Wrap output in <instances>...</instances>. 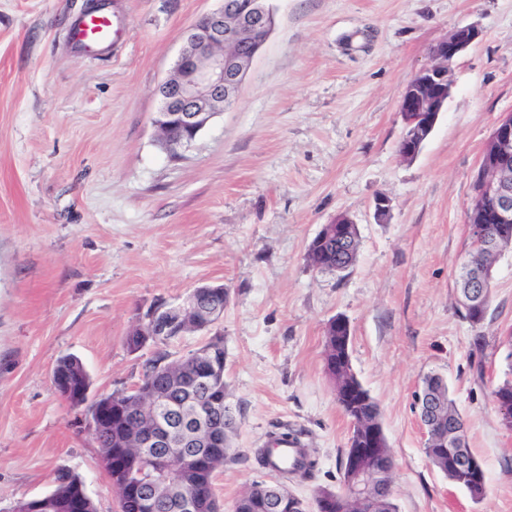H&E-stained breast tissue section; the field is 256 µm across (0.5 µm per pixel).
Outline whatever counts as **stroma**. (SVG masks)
Instances as JSON below:
<instances>
[{
  "mask_svg": "<svg viewBox=\"0 0 512 512\" xmlns=\"http://www.w3.org/2000/svg\"><path fill=\"white\" fill-rule=\"evenodd\" d=\"M88 2L0 0V512L51 492L61 469L96 512H118L88 409L56 392L53 371L71 354L90 397L132 388L157 348L130 351V329L203 284L228 291L222 512L252 482H275L254 450L284 427L302 430L315 462L289 490L308 501L339 487L352 424L323 360L338 315L395 460L398 512H512V430L493 396L512 380V249L480 325L463 317L455 281L473 177L512 112V0H272L274 28L234 108L177 159L155 135V90L179 33L223 0H111L117 42L93 56L69 39ZM465 25L481 35L453 61L448 102L404 160L405 87ZM340 215L357 226V259L318 271L308 248ZM431 374L483 464V499L425 453L414 396Z\"/></svg>",
  "mask_w": 512,
  "mask_h": 512,
  "instance_id": "35a3bbf8",
  "label": "stroma"
}]
</instances>
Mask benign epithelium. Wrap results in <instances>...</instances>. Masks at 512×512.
<instances>
[{
	"mask_svg": "<svg viewBox=\"0 0 512 512\" xmlns=\"http://www.w3.org/2000/svg\"><path fill=\"white\" fill-rule=\"evenodd\" d=\"M266 0H224L223 6L202 16L179 34L181 54L172 73L157 87L161 107L152 124L163 137V144L173 155L186 149L206 128L215 114L231 109L237 99L253 59L270 33L274 18ZM479 30L463 26L435 44L431 50L433 64L419 70L408 82L401 101L404 133L399 145L400 156L411 160L432 133L442 112L451 84L448 78L453 60L477 38ZM467 208L470 246L460 262L467 276L460 290L461 307L466 320L473 325L483 322L485 289L490 287L493 266L480 263L487 253L502 254L503 236L489 229L491 224H512V113L497 120L488 140ZM357 236L354 222L345 215L326 224L314 238L316 246L336 238V247L350 248ZM203 292L196 288L176 304L155 306L140 323L142 345L159 343L169 336H182L187 321L195 318L209 329L217 325L224 312L207 306ZM329 327L344 348H349L350 326L342 316L333 318ZM57 392L73 406L88 401L89 388L72 387L64 380L53 381ZM447 389L445 378L430 376V381L416 395L421 425L426 431L431 451L448 458V467L463 474L469 487L484 486L481 461L464 448L465 423L445 413L441 393ZM132 401L146 407L136 416L133 426L135 447L149 456L157 469L173 463L175 456L194 462L201 452L192 438L193 430L206 429L209 441H218L212 421L224 414V407L206 402L189 411L177 406L166 393L137 384L128 390ZM351 418L356 444L346 455L340 491L331 502L315 506L316 512H346V504L355 505L353 512H377L378 506L391 494L394 463L386 462L387 441L371 399L356 405ZM112 420V398L101 396L89 407L88 429L92 435L102 424ZM117 498L134 493L140 512H195V498L173 491L148 475L135 488L113 484ZM268 512H302L303 503L288 496L282 487L263 489Z\"/></svg>",
	"mask_w": 512,
	"mask_h": 512,
	"instance_id": "obj_1",
	"label": "benign epithelium"
}]
</instances>
